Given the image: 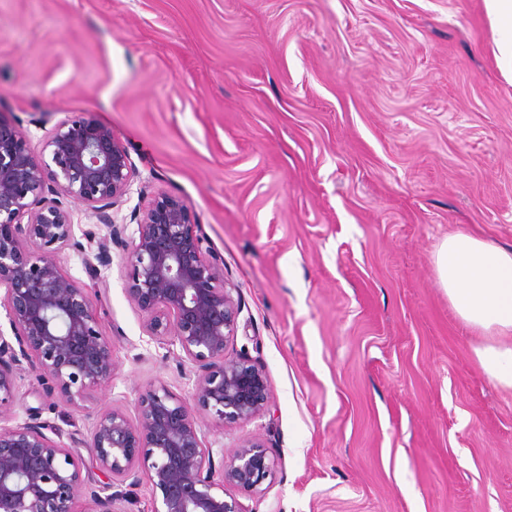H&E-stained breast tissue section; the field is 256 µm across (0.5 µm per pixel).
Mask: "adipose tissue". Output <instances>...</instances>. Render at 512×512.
<instances>
[{"mask_svg":"<svg viewBox=\"0 0 512 512\" xmlns=\"http://www.w3.org/2000/svg\"><path fill=\"white\" fill-rule=\"evenodd\" d=\"M491 24L500 32L501 64L512 74V0H484ZM436 266L442 287L458 315L481 335H512V251L458 231L441 244ZM485 373L512 390V346L488 341L475 349Z\"/></svg>","mask_w":512,"mask_h":512,"instance_id":"adipose-tissue-1","label":"adipose tissue"}]
</instances>
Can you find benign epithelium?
Segmentation results:
<instances>
[{
  "label": "benign epithelium",
  "instance_id": "1",
  "mask_svg": "<svg viewBox=\"0 0 512 512\" xmlns=\"http://www.w3.org/2000/svg\"><path fill=\"white\" fill-rule=\"evenodd\" d=\"M133 183L125 147L90 112L56 124L39 155L0 119V286L14 338L0 329V512H78L82 501L93 505L90 512H118V503L135 512L145 485L150 512H246L225 500L224 487L255 493L273 469L258 438L231 455L205 442L197 413L222 424L258 419L268 411L267 379L248 356L228 354L241 304L186 203L168 194L145 200L130 235L115 221L111 210ZM49 194L56 199L47 203ZM69 201L97 220L83 243L74 236ZM114 245L126 250V291L146 317L148 336L179 346L194 379L187 396L163 384L147 391L134 420L116 407L90 415L89 447L106 475L93 484L61 445L58 426L35 415L18 422L11 406L15 370L24 362L45 396L58 392L73 405L112 381L117 365L100 328L98 293L76 285L58 255L76 252L96 283Z\"/></svg>",
  "mask_w": 512,
  "mask_h": 512
}]
</instances>
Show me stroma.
<instances>
[{
	"label": "stroma",
	"mask_w": 512,
	"mask_h": 512,
	"mask_svg": "<svg viewBox=\"0 0 512 512\" xmlns=\"http://www.w3.org/2000/svg\"><path fill=\"white\" fill-rule=\"evenodd\" d=\"M483 0H0V118L32 152L74 112L126 148L135 190L183 199L242 312L230 353L270 412L199 422L274 459L246 512H512V391L495 385L436 254L512 248V80ZM97 314L118 369L93 399L16 373L19 419L68 420L192 383L145 332L113 248ZM99 481L88 444L72 445Z\"/></svg>",
	"instance_id": "stroma-1"
}]
</instances>
